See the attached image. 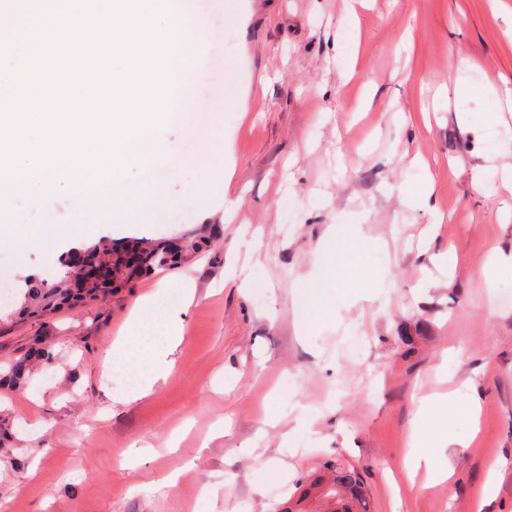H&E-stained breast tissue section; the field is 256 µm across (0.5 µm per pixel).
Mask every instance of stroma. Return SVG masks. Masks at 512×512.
<instances>
[{
	"label": "stroma",
	"instance_id": "35a3bbf8",
	"mask_svg": "<svg viewBox=\"0 0 512 512\" xmlns=\"http://www.w3.org/2000/svg\"><path fill=\"white\" fill-rule=\"evenodd\" d=\"M214 2L195 4L221 35L187 95L224 136L223 168L186 166L166 191L179 199L210 179L227 187L234 217L213 221L217 247L101 302L39 321L0 318L1 369L37 341L55 354L25 389L0 388L14 433L0 461V512H281L329 463L361 473L370 512H474L489 481L485 512H512V277L478 276L493 253L512 255V190L479 188L490 165L506 162L487 153L512 146V0H370L354 30L348 0H236L232 11ZM429 177L446 214L438 226L396 191ZM13 209L24 225L79 221L64 197ZM336 224L355 225L359 238V264L344 279L317 262ZM198 229L122 208L98 234L185 239ZM93 237L64 235L50 249L34 241L21 253L1 245L0 277L14 290L29 273L56 281L62 255ZM447 249L459 257L451 271L438 259ZM229 268L254 289L221 287ZM309 277L332 314L303 333L294 302ZM180 279L194 282L196 299L173 373L147 397L113 402L123 386L102 362L114 339L143 296L155 295L159 313L175 304L166 285ZM465 383L482 397L479 435L450 426L453 444L435 461L452 464V479L409 489L416 398ZM302 404L325 414L284 452ZM135 444L155 452L121 466ZM264 461L284 477L259 496L250 481ZM174 470L178 484L162 485Z\"/></svg>",
	"mask_w": 512,
	"mask_h": 512
}]
</instances>
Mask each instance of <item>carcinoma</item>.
Wrapping results in <instances>:
<instances>
[{"label":"carcinoma","instance_id":"carcinoma-1","mask_svg":"<svg viewBox=\"0 0 512 512\" xmlns=\"http://www.w3.org/2000/svg\"><path fill=\"white\" fill-rule=\"evenodd\" d=\"M85 257L92 262L109 265V276L91 285L82 293L74 295L67 282L70 266L67 259L61 260L63 268L60 279L49 283L37 275L28 276L18 315L24 318L41 319L49 312L62 306H74L85 302H98L113 292L128 287L136 279L159 268L180 264L184 256L168 246L165 239L137 238L118 244L102 238L83 248ZM128 251L143 252L142 264L126 269L122 266L123 256ZM54 360L52 350L41 343H35L9 362L7 369L0 374V387L23 388L40 364ZM329 475H316L307 484L297 501L288 505L286 512H298L301 504L311 497L333 498L327 503L331 512H369L368 497L360 472L351 467H328Z\"/></svg>","mask_w":512,"mask_h":512}]
</instances>
